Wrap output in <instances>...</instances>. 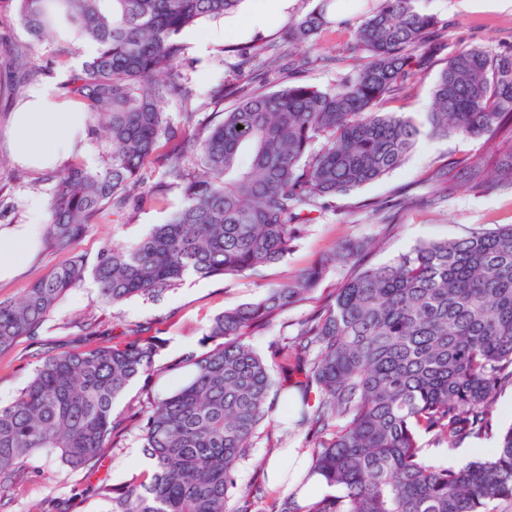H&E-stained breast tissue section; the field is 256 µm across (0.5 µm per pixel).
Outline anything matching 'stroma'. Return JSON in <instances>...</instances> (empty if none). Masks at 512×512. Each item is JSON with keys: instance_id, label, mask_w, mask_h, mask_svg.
I'll return each instance as SVG.
<instances>
[{"instance_id": "stroma-1", "label": "stroma", "mask_w": 512, "mask_h": 512, "mask_svg": "<svg viewBox=\"0 0 512 512\" xmlns=\"http://www.w3.org/2000/svg\"><path fill=\"white\" fill-rule=\"evenodd\" d=\"M256 0H243L239 9L220 19L205 20L183 32L184 53L179 61L192 105L198 106L197 121L216 122L232 109L234 98L213 104L212 87L218 82L251 81L254 88L273 92L301 81L321 90L336 89L356 73L363 53L354 44V33L377 0H290L284 9L272 12L266 23L252 22ZM416 6L433 15L442 36V48L433 64L410 76L403 89L380 106L384 112L428 111L434 80L449 57L464 46L478 45L492 53H512V7H490L484 0H417ZM323 12L324 25L310 42L290 48L284 38L295 20L311 12ZM20 47L28 63L26 84L52 87L70 75L80 44H72L67 57H59L56 43L31 40L24 32L15 0H0V61L9 47ZM13 75L0 70V228L27 221L31 195L50 197L54 181L14 163L8 127L19 99L9 90ZM502 148L501 138L461 139L421 136L406 162L381 180L336 197L321 217L308 224L297 248L281 262L267 267L262 278L235 277L210 280L190 278L161 298L138 297L115 307L101 304L93 279L67 294L45 322L38 339H21L13 350L0 356V401H10L30 377L33 369L58 341L87 343L85 325L93 323L97 339L105 344L122 341L138 325L163 342L157 366L167 368L165 384L177 383L173 366L189 351H202V339L211 320L225 307L259 298L269 282L283 281L345 237L370 240L380 237L384 225L394 230L374 259L383 263L414 245L458 237L468 229L486 224H512V190L495 188L483 193L458 191L433 200L428 177L448 159L487 161ZM409 187L411 201L403 209L376 213L372 201L387 198L400 187ZM182 203L179 188L144 207L127 208L117 221L93 225L76 243L74 251L95 257L102 247H127L145 236L154 225L164 223ZM68 253L40 245L28 266L15 278L0 280V300L21 298L38 278L69 258ZM343 277L329 272L312 300L283 313L255 336L252 345L267 354L272 343L293 335L296 324L330 296ZM146 468L145 455L136 432H128L122 444L96 468L72 470L58 462L37 457L21 475L10 501L0 512H37L46 495L69 500L72 512H104V504L93 493L102 483L120 485Z\"/></svg>"}]
</instances>
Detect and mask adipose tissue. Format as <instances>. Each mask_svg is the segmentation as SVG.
Here are the masks:
<instances>
[{"label":"adipose tissue","instance_id":"adipose-tissue-1","mask_svg":"<svg viewBox=\"0 0 512 512\" xmlns=\"http://www.w3.org/2000/svg\"><path fill=\"white\" fill-rule=\"evenodd\" d=\"M88 114L58 90L32 85L17 104L9 137L16 162L38 171L52 170L82 154L81 136ZM46 204L32 198L30 219L0 232V279L22 271L38 249L45 228Z\"/></svg>","mask_w":512,"mask_h":512}]
</instances>
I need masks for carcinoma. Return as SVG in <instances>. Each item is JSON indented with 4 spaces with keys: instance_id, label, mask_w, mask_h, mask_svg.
<instances>
[{
    "instance_id": "obj_1",
    "label": "carcinoma",
    "mask_w": 512,
    "mask_h": 512,
    "mask_svg": "<svg viewBox=\"0 0 512 512\" xmlns=\"http://www.w3.org/2000/svg\"><path fill=\"white\" fill-rule=\"evenodd\" d=\"M242 0H16L25 33L94 47L63 85L86 106L87 140L99 162L69 165L52 192L45 240L71 251L93 224L127 207L159 144L164 179L152 196L182 190L165 224L127 248L76 254L0 301V354L39 332L70 290L90 275L101 301L116 306L160 297L184 278L259 276L296 247L311 214L400 167L418 137L512 136V53L466 47L448 59L417 121L382 112L385 97L432 62L437 21L416 0H381L355 32L367 56L334 91L293 83L275 92L219 84L212 97L235 107L205 127L195 113L173 125L168 98H188L177 62L181 32L235 11ZM324 22L310 13L288 30L304 44ZM487 178L482 162H450L433 175L436 194L512 189V152ZM374 246L343 240L256 302L224 309L206 350L178 362L181 381L158 389L163 342L133 332L115 345L63 347L43 357L27 385L0 402V500L31 457L90 468L117 448L115 401L144 379L152 405L133 412L153 461L123 487L102 485L106 512H500L512 504V424L494 428L495 405L512 387V224L422 242L376 264ZM334 268L345 275L327 302L274 344L266 359L249 338L310 298ZM286 372L278 387L272 364ZM291 393L312 466L298 487L323 477L327 491L304 502L230 505L236 472L263 438L276 396ZM446 451L495 440L488 457L450 466Z\"/></svg>"
}]
</instances>
